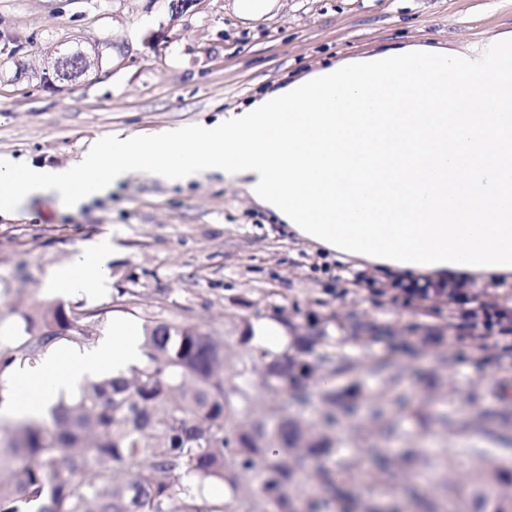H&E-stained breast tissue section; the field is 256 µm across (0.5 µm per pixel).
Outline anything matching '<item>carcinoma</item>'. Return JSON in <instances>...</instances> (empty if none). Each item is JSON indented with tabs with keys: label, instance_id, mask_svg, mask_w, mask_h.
Listing matches in <instances>:
<instances>
[{
	"label": "carcinoma",
	"instance_id": "cac0c4a2",
	"mask_svg": "<svg viewBox=\"0 0 512 512\" xmlns=\"http://www.w3.org/2000/svg\"><path fill=\"white\" fill-rule=\"evenodd\" d=\"M74 310L46 303L23 315L24 339L5 358L0 372L15 362H36L49 348L87 344L95 332L87 315L71 322ZM145 359L129 376L91 380L79 392L63 395L49 410L50 420L23 419L12 429L17 467L0 478V512H233L243 492L242 476L257 466L270 474L256 493L288 509L285 491L295 474L329 447L323 433H312L286 412L292 401L311 406L310 368L288 355L255 349L266 360V387L274 393L264 423L244 426L251 412L252 360L240 362L226 381L224 341L193 326L148 319ZM192 474L200 487L175 489L171 479ZM223 484L231 501L206 498L203 485ZM512 470L495 469L468 491L469 512H512Z\"/></svg>",
	"mask_w": 512,
	"mask_h": 512
}]
</instances>
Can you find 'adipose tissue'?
Listing matches in <instances>:
<instances>
[{
	"label": "adipose tissue",
	"mask_w": 512,
	"mask_h": 512,
	"mask_svg": "<svg viewBox=\"0 0 512 512\" xmlns=\"http://www.w3.org/2000/svg\"><path fill=\"white\" fill-rule=\"evenodd\" d=\"M443 80L431 81L429 67ZM239 180L303 240L342 263L478 283L512 275V32L466 50L401 46L335 62L214 121L113 131L72 165L0 157V212L35 195L77 203L128 176ZM112 247H81L49 288H102ZM119 318L89 349L53 351L0 377V415L39 418L60 395L144 360Z\"/></svg>",
	"instance_id": "1"
}]
</instances>
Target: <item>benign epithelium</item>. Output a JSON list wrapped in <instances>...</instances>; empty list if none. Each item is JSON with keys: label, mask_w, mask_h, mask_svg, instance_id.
Listing matches in <instances>:
<instances>
[{"label": "benign epithelium", "mask_w": 512, "mask_h": 512, "mask_svg": "<svg viewBox=\"0 0 512 512\" xmlns=\"http://www.w3.org/2000/svg\"><path fill=\"white\" fill-rule=\"evenodd\" d=\"M107 57L106 48L96 43L87 47L78 42L63 50L53 47L44 53L36 76L47 88L59 91L98 74Z\"/></svg>", "instance_id": "1"}]
</instances>
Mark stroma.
I'll return each instance as SVG.
<instances>
[{
	"mask_svg": "<svg viewBox=\"0 0 512 512\" xmlns=\"http://www.w3.org/2000/svg\"><path fill=\"white\" fill-rule=\"evenodd\" d=\"M167 25L166 38L147 35ZM512 31V0H278L244 19L234 0H199L171 18L167 0H0V156L76 163L112 131L212 119L335 60L403 45L464 50ZM80 39L108 46L96 78L46 89L45 50ZM117 246L102 291L62 296L93 314L98 336L123 314L198 327L223 340L228 366L248 358L246 326L280 323L288 350L315 368L312 393L336 391L332 448L295 476L288 496L320 512H411L418 491L463 512L466 485L512 463V353L495 337L448 327L437 301L395 303L393 275L348 284L335 260L212 173L182 185L136 173L69 205L52 195L0 214V353L17 347L23 313L54 301L49 272L87 243ZM336 357V372L319 369ZM392 437L364 431L371 408ZM350 461L341 494L313 469Z\"/></svg>",
	"mask_w": 512,
	"mask_h": 512,
	"instance_id": "stroma-1",
	"label": "stroma"
}]
</instances>
